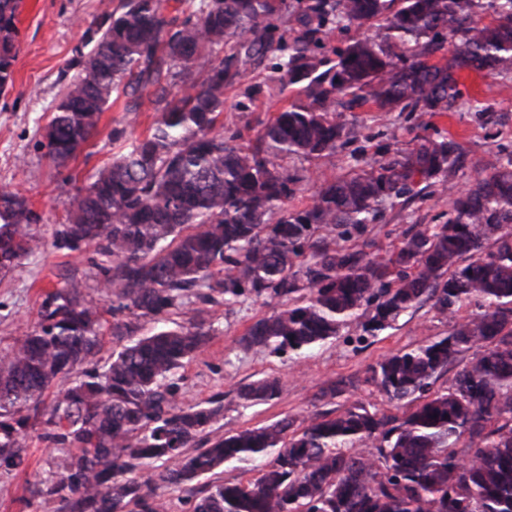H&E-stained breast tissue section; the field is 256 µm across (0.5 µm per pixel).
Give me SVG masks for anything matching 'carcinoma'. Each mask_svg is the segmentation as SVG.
Masks as SVG:
<instances>
[{"mask_svg":"<svg viewBox=\"0 0 512 512\" xmlns=\"http://www.w3.org/2000/svg\"><path fill=\"white\" fill-rule=\"evenodd\" d=\"M283 4L119 0L75 60L81 71L39 141L54 163L76 158L120 100L126 112L148 101L153 114L133 139L112 129L119 151L77 188L50 241L101 257L109 307L90 304L76 281L49 291L35 329L0 354V466L25 464L32 433L61 452L51 477L28 487L45 512H166L157 478L181 488L193 512H512V154L477 161L475 180L456 190L459 144L418 137L323 182L301 207L291 205L299 178L280 163L336 154L354 134L338 105L434 116L460 97V72H512V0L487 23L479 0H299L285 28ZM19 7L0 0V92L14 86ZM365 25L374 34L327 47L336 31ZM228 39L235 51L214 55ZM448 44L451 57L431 62ZM265 61L297 95L241 148L224 137V89ZM438 178L453 195L448 222L410 225L385 262L369 240L345 245ZM40 221L0 187L1 275L45 246L32 229ZM247 300L280 305L239 339L276 356L306 354L352 325L358 339L376 337L422 302L454 322L369 367L365 383L406 407L400 415L354 402L223 432L224 393L183 403L184 368L215 335L217 310ZM471 303L478 312L456 318ZM106 327L120 349L100 369ZM281 390L280 378L263 377L237 397L255 405ZM158 461L167 467L154 475ZM248 462L258 476L245 483L201 482Z\"/></svg>","mask_w":512,"mask_h":512,"instance_id":"1","label":"carcinoma"}]
</instances>
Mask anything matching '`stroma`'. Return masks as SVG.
<instances>
[{
  "instance_id": "obj_1",
  "label": "stroma",
  "mask_w": 512,
  "mask_h": 512,
  "mask_svg": "<svg viewBox=\"0 0 512 512\" xmlns=\"http://www.w3.org/2000/svg\"><path fill=\"white\" fill-rule=\"evenodd\" d=\"M102 10V0H23L18 16L21 49L14 67V86L0 95V186L18 189L28 199L41 217L33 231L46 239L70 209L77 186L87 183L96 169L117 152L112 130L119 128L136 137L151 121L152 104H144L137 113L124 111L119 104L111 106L102 116L98 134L65 167L53 163L38 146L44 126L53 117V106L78 73L73 62ZM459 82L462 97L442 116L381 112L369 104L344 111L342 119L353 124L354 134L335 155L285 158V165L301 178L297 202H310L323 182L368 166L383 153L406 150L418 136L447 135L460 145L463 163L453 180L458 187L473 181V159L496 152L512 153V73L487 78L465 71ZM295 95V89L283 87L271 69L261 66L252 70L224 92L225 135L249 137L257 120L267 119ZM472 98L480 100L482 111L469 107ZM452 200L451 193L435 183L415 199L387 210L365 230L366 238L375 243L374 256L388 257L409 225L447 222ZM99 261L90 250L66 255L49 249L28 256L13 274L0 278V352L34 329L43 294L65 286L70 278L83 282L87 300L106 306L98 287ZM272 311V306L252 301L229 312L218 311L212 341L185 368L184 403L223 393L225 430L324 411V404L315 401V394L341 379L346 380L347 387L335 399L334 408L340 410L359 400L369 409L396 413L395 404L364 385L368 366L389 353L447 335L451 327L449 320L436 316L425 303L401 316L392 328L360 343L346 331L302 357L245 350L239 339L246 328ZM267 376L282 380L280 395L264 404L240 405L237 387ZM26 446L25 466L0 467V512H39L38 502L30 499L26 487L28 482L49 476L55 454L34 438Z\"/></svg>"
}]
</instances>
